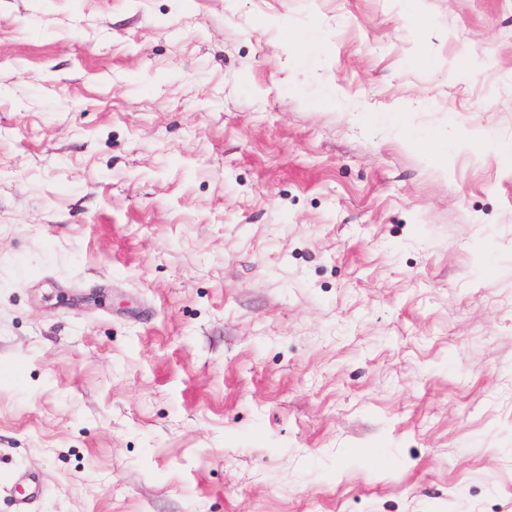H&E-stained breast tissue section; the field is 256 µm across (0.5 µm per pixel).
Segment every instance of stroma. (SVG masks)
Listing matches in <instances>:
<instances>
[{
    "mask_svg": "<svg viewBox=\"0 0 512 512\" xmlns=\"http://www.w3.org/2000/svg\"><path fill=\"white\" fill-rule=\"evenodd\" d=\"M505 141L512 0H0V512H512Z\"/></svg>",
    "mask_w": 512,
    "mask_h": 512,
    "instance_id": "35a3bbf8",
    "label": "stroma"
}]
</instances>
